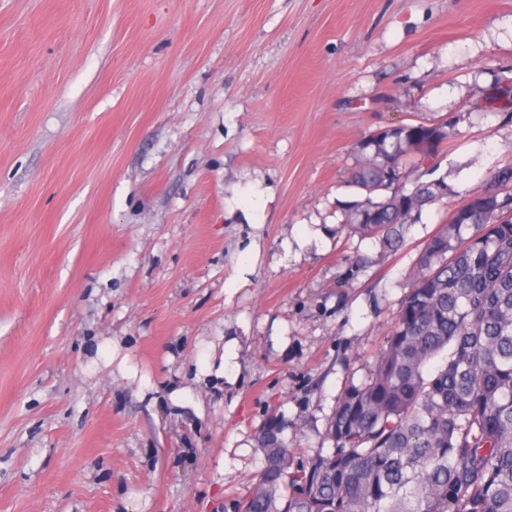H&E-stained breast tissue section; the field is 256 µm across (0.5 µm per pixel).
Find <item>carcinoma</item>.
I'll use <instances>...</instances> for the list:
<instances>
[{
  "label": "carcinoma",
  "mask_w": 512,
  "mask_h": 512,
  "mask_svg": "<svg viewBox=\"0 0 512 512\" xmlns=\"http://www.w3.org/2000/svg\"><path fill=\"white\" fill-rule=\"evenodd\" d=\"M483 108L512 112V80ZM459 120L402 124L363 137L344 213L352 231L394 250L401 229L440 202L442 146ZM512 163L466 197L427 239L411 288L367 378L328 423L336 446L289 471L271 425L265 465L236 512H512ZM434 374L425 366L435 357Z\"/></svg>",
  "instance_id": "1"
}]
</instances>
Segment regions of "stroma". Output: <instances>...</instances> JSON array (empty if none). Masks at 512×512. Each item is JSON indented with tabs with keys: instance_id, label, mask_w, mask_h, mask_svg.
Wrapping results in <instances>:
<instances>
[{
	"instance_id": "1",
	"label": "stroma",
	"mask_w": 512,
	"mask_h": 512,
	"mask_svg": "<svg viewBox=\"0 0 512 512\" xmlns=\"http://www.w3.org/2000/svg\"><path fill=\"white\" fill-rule=\"evenodd\" d=\"M512 0H0V512H233L512 163ZM458 119L454 196L348 233L357 143ZM365 265H358V258ZM483 97V108L493 112H512V80L495 83Z\"/></svg>"
}]
</instances>
